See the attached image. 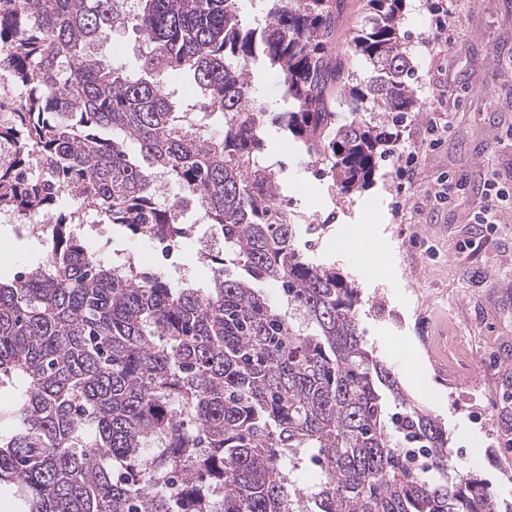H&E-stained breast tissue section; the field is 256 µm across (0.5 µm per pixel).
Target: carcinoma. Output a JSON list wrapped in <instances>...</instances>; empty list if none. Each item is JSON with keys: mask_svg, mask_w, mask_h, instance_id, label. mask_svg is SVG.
<instances>
[{"mask_svg": "<svg viewBox=\"0 0 512 512\" xmlns=\"http://www.w3.org/2000/svg\"><path fill=\"white\" fill-rule=\"evenodd\" d=\"M9 2L0 58L24 95L0 141L47 169L26 181L0 167V210L55 215L52 262L0 275V494L17 512H496L470 477L448 479L445 428L366 348L357 287L296 247L259 162L271 121L341 193L371 182L423 110L407 0H265L256 26L240 0ZM352 11L361 26L344 23ZM117 24L142 38L133 69L98 58ZM256 61L282 82L280 112L253 96ZM158 176L222 229L209 288L109 267L75 229L90 209L134 235L187 237L183 198L159 203Z\"/></svg>", "mask_w": 512, "mask_h": 512, "instance_id": "obj_1", "label": "carcinoma"}]
</instances>
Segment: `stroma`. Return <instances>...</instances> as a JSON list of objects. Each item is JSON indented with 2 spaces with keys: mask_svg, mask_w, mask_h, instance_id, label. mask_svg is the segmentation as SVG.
<instances>
[{
  "mask_svg": "<svg viewBox=\"0 0 512 512\" xmlns=\"http://www.w3.org/2000/svg\"><path fill=\"white\" fill-rule=\"evenodd\" d=\"M415 69L413 88L424 102L408 116L397 149L416 145L438 119L435 83L453 79L458 99L447 135L420 164L419 177L446 174L452 198L436 211L432 200L396 175L385 154L371 184L341 195L327 167L304 158L291 137L268 126L260 158L280 170L292 210L321 224L316 235L298 229L311 259L335 266L359 290L358 315L374 356L396 373L402 388L441 420L448 432L452 472L469 474L491 492L498 512H512V208L500 209L493 241L469 217L484 176L512 175V112L487 105L474 86L493 96L512 88V0H448L447 49L430 52L425 0H408L403 23ZM402 216H395V206ZM197 225L174 260L155 256L152 268L172 281L202 285L213 270L200 257ZM104 262L148 244L104 223L86 231ZM0 268L36 262L39 236L0 223Z\"/></svg>",
  "mask_w": 512,
  "mask_h": 512,
  "instance_id": "1",
  "label": "stroma"
}]
</instances>
